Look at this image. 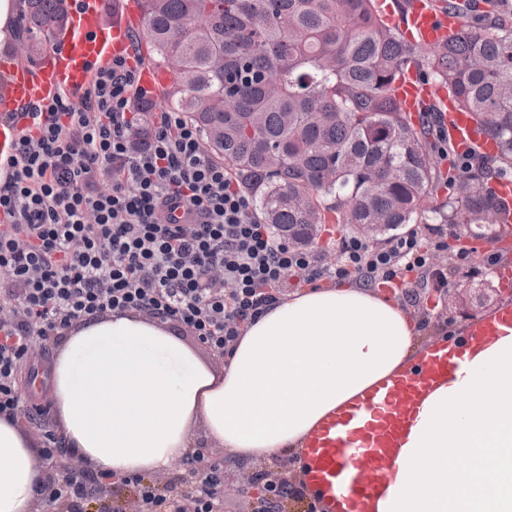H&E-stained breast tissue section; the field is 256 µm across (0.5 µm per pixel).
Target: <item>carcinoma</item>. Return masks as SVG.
I'll return each mask as SVG.
<instances>
[{"mask_svg": "<svg viewBox=\"0 0 512 512\" xmlns=\"http://www.w3.org/2000/svg\"><path fill=\"white\" fill-rule=\"evenodd\" d=\"M448 0L473 23L425 51L434 81L498 145L512 172V12L483 16L479 2ZM144 34L172 75L169 109L202 132L206 151L252 194L278 238L315 243L320 225L380 235L411 224L438 187L425 124L409 122L393 82L414 49L382 20L375 0H138ZM25 57L65 32V0H24ZM488 171L466 161L448 171L439 224L498 231L500 203Z\"/></svg>", "mask_w": 512, "mask_h": 512, "instance_id": "carcinoma-1", "label": "carcinoma"}]
</instances>
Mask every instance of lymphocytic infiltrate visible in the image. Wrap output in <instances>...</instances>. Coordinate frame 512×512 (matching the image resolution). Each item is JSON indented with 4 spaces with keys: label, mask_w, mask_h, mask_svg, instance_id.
<instances>
[{
    "label": "lymphocytic infiltrate",
    "mask_w": 512,
    "mask_h": 512,
    "mask_svg": "<svg viewBox=\"0 0 512 512\" xmlns=\"http://www.w3.org/2000/svg\"><path fill=\"white\" fill-rule=\"evenodd\" d=\"M138 70L117 58L96 71L78 100L30 106L23 135L0 176V418L43 417L19 385L36 345H48L74 321L138 311L184 326L214 355H224L245 323L304 280L357 273L367 282L405 281L433 264L434 251L412 236L373 248L344 238L341 261L322 266L312 249L276 237L252 196L203 147L181 113H148ZM221 269L223 280L211 272ZM43 455L61 469L39 487L50 512H86L110 473L73 470L55 430L44 429ZM251 489L277 512L289 502L319 512L288 469L256 467ZM138 512H224V460L193 448L176 481L133 476Z\"/></svg>",
    "instance_id": "1"
}]
</instances>
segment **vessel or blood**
<instances>
[{
  "mask_svg": "<svg viewBox=\"0 0 512 512\" xmlns=\"http://www.w3.org/2000/svg\"><path fill=\"white\" fill-rule=\"evenodd\" d=\"M57 55L28 66L0 59V157L11 156L29 119L22 109L51 103L84 90L96 67L132 52L130 34L140 11L136 0H80ZM405 40L432 49L460 32L465 21L443 8L441 0H408L404 11L387 12ZM143 88L166 87L169 73L150 64L139 68ZM396 96L407 117L418 121L434 105L456 154L490 157L497 144L457 109L442 89L415 68L398 77ZM491 189L501 205L503 223H512V180H496ZM512 335V307L474 323L465 336L433 343L413 370L399 373L324 419L308 436L300 453L299 478L321 512H383L394 478V463L404 452L407 433L423 401L457 377L465 354H476L500 337Z\"/></svg>",
  "mask_w": 512,
  "mask_h": 512,
  "instance_id": "vessel-or-blood-1",
  "label": "vessel or blood"
}]
</instances>
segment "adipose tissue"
I'll use <instances>...</instances> for the list:
<instances>
[{
	"label": "adipose tissue",
	"instance_id": "ef3b65f1",
	"mask_svg": "<svg viewBox=\"0 0 512 512\" xmlns=\"http://www.w3.org/2000/svg\"><path fill=\"white\" fill-rule=\"evenodd\" d=\"M417 322L359 282L289 293L245 325L213 367L146 314L83 317L54 347L56 433L92 472L164 470L196 447V425L232 462L299 452L329 413L409 368ZM37 443L0 418V512H32Z\"/></svg>",
	"mask_w": 512,
	"mask_h": 512
}]
</instances>
